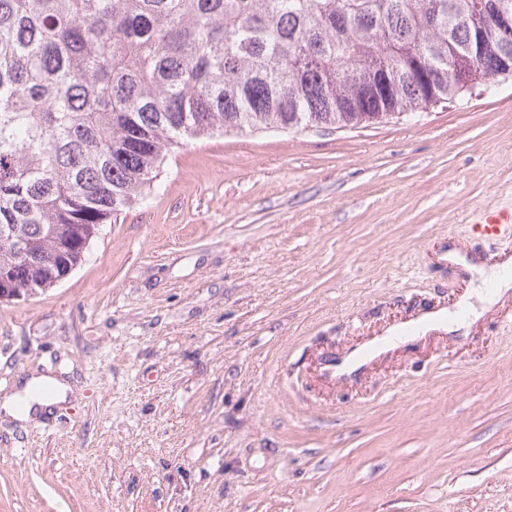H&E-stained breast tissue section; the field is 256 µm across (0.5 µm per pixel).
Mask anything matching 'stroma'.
I'll return each mask as SVG.
<instances>
[{
    "instance_id": "1",
    "label": "stroma",
    "mask_w": 512,
    "mask_h": 512,
    "mask_svg": "<svg viewBox=\"0 0 512 512\" xmlns=\"http://www.w3.org/2000/svg\"><path fill=\"white\" fill-rule=\"evenodd\" d=\"M512 206V79L359 127L185 142L57 286L0 302V512H512V291L449 249ZM355 382L322 362L461 304ZM43 389L49 392L45 394ZM72 392L63 379L48 374L30 375L21 379L18 391L3 397L0 409L5 416L27 423L67 402Z\"/></svg>"
}]
</instances>
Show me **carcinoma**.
<instances>
[{
	"instance_id": "1",
	"label": "carcinoma",
	"mask_w": 512,
	"mask_h": 512,
	"mask_svg": "<svg viewBox=\"0 0 512 512\" xmlns=\"http://www.w3.org/2000/svg\"><path fill=\"white\" fill-rule=\"evenodd\" d=\"M503 8L512 0H0V286L75 269L187 139L355 127L488 85L512 56ZM379 74L386 97L368 91Z\"/></svg>"
}]
</instances>
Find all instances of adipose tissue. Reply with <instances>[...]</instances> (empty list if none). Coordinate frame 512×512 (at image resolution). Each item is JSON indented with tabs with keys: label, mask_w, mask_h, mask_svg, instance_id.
Wrapping results in <instances>:
<instances>
[{
	"label": "adipose tissue",
	"mask_w": 512,
	"mask_h": 512,
	"mask_svg": "<svg viewBox=\"0 0 512 512\" xmlns=\"http://www.w3.org/2000/svg\"><path fill=\"white\" fill-rule=\"evenodd\" d=\"M71 386L58 377L40 374L22 379L18 391L0 399V413L27 423L68 401Z\"/></svg>",
	"instance_id": "1"
}]
</instances>
